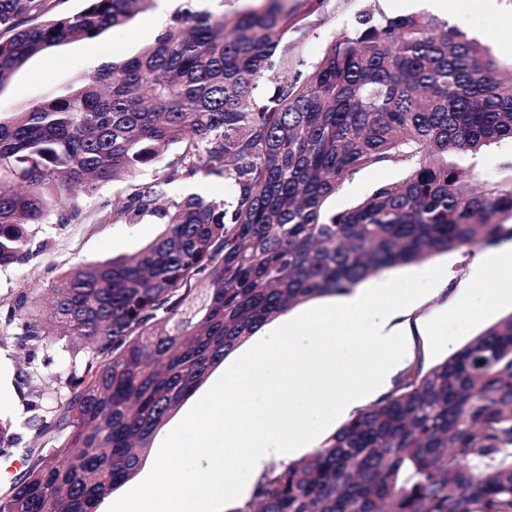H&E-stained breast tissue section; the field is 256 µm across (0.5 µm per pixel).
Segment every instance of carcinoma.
I'll use <instances>...</instances> for the list:
<instances>
[{
    "label": "carcinoma",
    "mask_w": 512,
    "mask_h": 512,
    "mask_svg": "<svg viewBox=\"0 0 512 512\" xmlns=\"http://www.w3.org/2000/svg\"><path fill=\"white\" fill-rule=\"evenodd\" d=\"M0 0V88L28 60L127 25L150 0ZM216 18L178 13L138 54L22 112L0 114V269L30 255L53 206L91 195L180 145L177 165L112 199L164 221L139 253L73 266L48 308L19 294L0 318L28 359L68 357L45 415L26 424L0 512H97L212 368L312 299L451 249L512 239V176L453 161L512 142V63L456 26L373 7L304 74L306 28L279 0ZM295 70L270 95L263 80ZM405 171L343 210L327 201L374 168ZM200 174L222 200L168 196ZM0 420V458L15 454ZM232 512H512V313L274 465Z\"/></svg>",
    "instance_id": "obj_1"
}]
</instances>
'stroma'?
<instances>
[{
	"mask_svg": "<svg viewBox=\"0 0 512 512\" xmlns=\"http://www.w3.org/2000/svg\"><path fill=\"white\" fill-rule=\"evenodd\" d=\"M306 2L285 0L284 5L305 19L308 34L304 60L312 65L322 57L338 32L354 25L364 0H326L324 8L311 14L306 11ZM257 5L258 0H151L148 8L128 25L108 30L93 39L49 48L31 58L0 91V113L20 111L53 89L89 79L103 64L120 62L135 55L154 41L150 21L159 10H166L173 16L189 6L216 17L230 18ZM451 23L471 37L496 47L502 54L512 53V46L501 42L482 0H471L467 13L452 18ZM179 155V149H172L166 154L164 163L145 169L138 180L108 183L93 195L80 196V217L75 222L62 224L57 214H50L36 229L29 245L28 261L0 270V302L9 303L22 291L32 296L41 295L76 264L131 255L154 241L164 229L160 220L146 216L138 223H126L124 218L113 216L112 198L131 193L136 181L145 182L166 174L168 162ZM403 175V169L398 167L362 171L344 182L329 205L336 210L346 209L379 183L394 182ZM472 255V249L461 248L436 254L421 263L382 271V278L391 279L442 264L454 274L446 288L432 291L408 318L411 366L430 367L501 317L512 313V304L501 301L486 307L457 304L459 290L468 283V264ZM64 366V358L59 355L52 368L28 376L25 352L18 347L15 336L0 335V416L16 422L17 447L26 448L33 444L34 433L25 424L27 409L42 403L44 393Z\"/></svg>",
	"mask_w": 512,
	"mask_h": 512,
	"instance_id": "stroma-1",
	"label": "stroma"
}]
</instances>
